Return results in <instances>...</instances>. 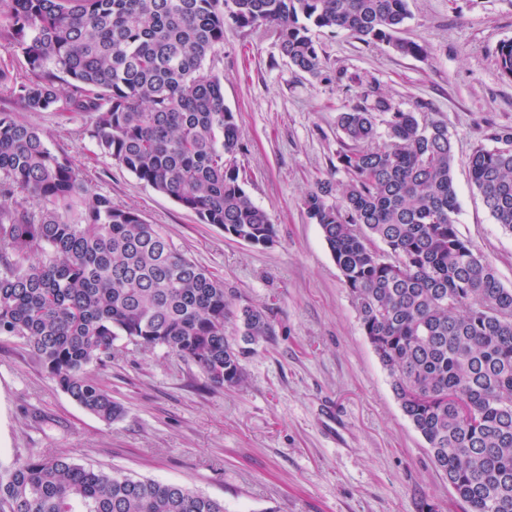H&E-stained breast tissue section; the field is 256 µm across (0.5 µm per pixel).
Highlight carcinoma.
Returning a JSON list of instances; mask_svg holds the SVG:
<instances>
[{"label": "carcinoma", "mask_w": 512, "mask_h": 512, "mask_svg": "<svg viewBox=\"0 0 512 512\" xmlns=\"http://www.w3.org/2000/svg\"><path fill=\"white\" fill-rule=\"evenodd\" d=\"M409 0H0V68L24 109L93 115L101 153L252 246L277 230L240 176L242 135L210 61L224 28L265 27L298 71L320 75L312 28L426 49L397 37ZM391 106L368 86L339 114L334 173L303 199L354 298L361 328L432 463L468 512H512V289L457 228L455 155L446 123ZM469 158L472 185L512 233V131ZM0 336L24 341L57 386L106 423L123 406L88 366L125 339L196 364L218 387L243 382V358L274 335L268 311L232 308L224 282L130 207L88 190L64 155L0 111ZM385 250L374 247V241ZM240 322V338L225 335ZM0 512H224L182 486L88 468L62 454L0 471Z\"/></svg>", "instance_id": "carcinoma-1"}]
</instances>
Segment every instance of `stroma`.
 Returning a JSON list of instances; mask_svg holds the SVG:
<instances>
[{"mask_svg": "<svg viewBox=\"0 0 512 512\" xmlns=\"http://www.w3.org/2000/svg\"><path fill=\"white\" fill-rule=\"evenodd\" d=\"M402 38L426 55L317 30L320 76L299 72L265 28L226 27L215 62L224 103L242 130L237 156L253 201L277 229L252 246L101 155L88 114L28 112L11 85L0 110L38 128L84 184L138 209L172 245L224 282L234 308H267L275 334L244 361L245 382L213 386L192 362L117 341L95 372L124 416L105 423L49 378L28 346L0 336V464L60 453L77 463L174 483L223 502L224 512H463L397 401L364 336L354 300L302 202L330 177L336 120L363 87L393 107L428 103L455 153L458 229L512 288V233L485 209L468 159L512 129V79L497 57L512 41V0H410Z\"/></svg>", "mask_w": 512, "mask_h": 512, "instance_id": "35a3bbf8", "label": "stroma"}]
</instances>
